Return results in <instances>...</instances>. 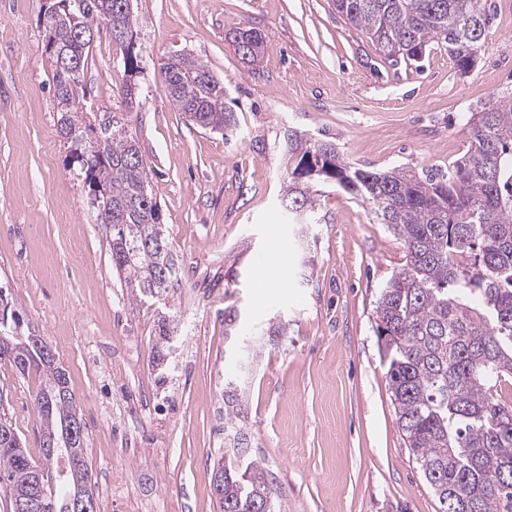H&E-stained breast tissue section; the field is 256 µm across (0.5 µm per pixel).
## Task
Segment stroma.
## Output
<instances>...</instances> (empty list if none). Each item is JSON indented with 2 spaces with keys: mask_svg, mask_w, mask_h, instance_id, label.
Here are the masks:
<instances>
[{
  "mask_svg": "<svg viewBox=\"0 0 512 512\" xmlns=\"http://www.w3.org/2000/svg\"><path fill=\"white\" fill-rule=\"evenodd\" d=\"M142 69L134 107L120 45L100 29L85 70L91 119L113 115L151 170L174 265L167 299L133 300L112 270L92 193L69 166L38 24L41 0H0V284L8 313L52 347L82 414L101 512H217L213 465L224 452L219 384L224 308L259 352L242 379L253 454L273 473L281 512H439L402 439L375 333L380 289L405 251L361 200L320 186L319 224L289 223V131L333 141L351 166L447 170L466 155V121L512 96V0H487L491 23L468 73L432 47L390 66L333 0H133ZM260 32L244 63L233 31ZM182 52L224 85L230 136L177 112L163 65ZM279 257L268 261L269 243ZM279 268L284 285L256 295ZM191 325L183 411L156 420L158 320ZM287 333L273 336L277 326ZM35 378L0 364V406L40 451Z\"/></svg>",
  "mask_w": 512,
  "mask_h": 512,
  "instance_id": "stroma-1",
  "label": "stroma"
}]
</instances>
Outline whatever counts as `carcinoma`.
Segmentation results:
<instances>
[{"mask_svg": "<svg viewBox=\"0 0 512 512\" xmlns=\"http://www.w3.org/2000/svg\"><path fill=\"white\" fill-rule=\"evenodd\" d=\"M124 0H52L55 11L39 23L45 51L74 62L51 66L59 133L69 144L70 166L92 193L97 221L109 233L112 269L124 275L130 296L166 297L172 288L170 243L161 206L137 140L119 122L96 131L73 124L64 103L81 102L90 35L104 25L125 50L128 79L117 88L137 96L141 72L134 50V15ZM336 11L370 39L392 67L420 58L434 42L459 71L476 62L490 22L486 0H334ZM169 96L187 121L210 131L236 127L224 106V87L207 66L185 54L165 63ZM472 150L446 173L418 175L403 168L376 172L343 162L336 145L288 134L294 160L283 201L298 224H316V182H333L360 199L377 223L400 240L406 263L381 288L376 334L387 363L386 379L398 428L432 488L440 512H512V401L502 385L512 379V98H500L466 121ZM238 310L224 308V335L241 368L257 353L236 334ZM23 323L0 322V336L15 346L10 366L38 377L34 407L40 444L57 441L83 422L65 369L44 359ZM245 394L224 381V502L221 512H274L273 474L252 456L243 431ZM85 430L60 456L41 448L40 461L24 448L7 414L0 412V512L13 501L48 496L44 512H73L77 495L95 492L85 455Z\"/></svg>", "mask_w": 512, "mask_h": 512, "instance_id": "cac0c4a2", "label": "carcinoma"}]
</instances>
